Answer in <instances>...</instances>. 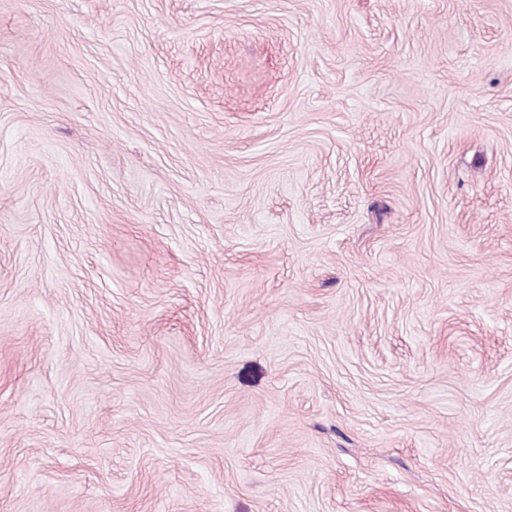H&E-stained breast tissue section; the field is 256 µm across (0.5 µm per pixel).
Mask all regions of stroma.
<instances>
[{"label": "stroma", "mask_w": 512, "mask_h": 512, "mask_svg": "<svg viewBox=\"0 0 512 512\" xmlns=\"http://www.w3.org/2000/svg\"><path fill=\"white\" fill-rule=\"evenodd\" d=\"M0 512H512V0H0Z\"/></svg>", "instance_id": "35a3bbf8"}]
</instances>
